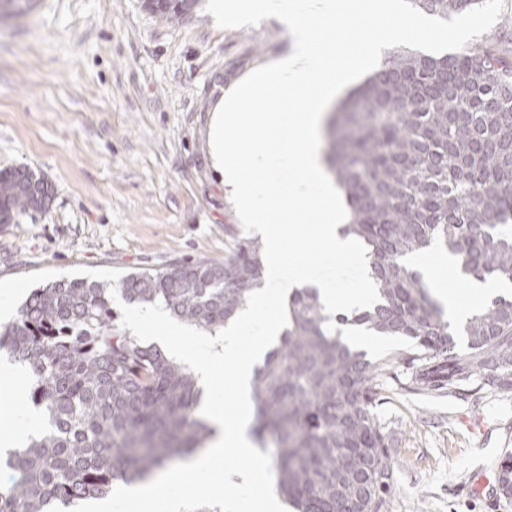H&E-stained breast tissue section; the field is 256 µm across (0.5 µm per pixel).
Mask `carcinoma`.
I'll list each match as a JSON object with an SVG mask.
<instances>
[{"label":"carcinoma","mask_w":512,"mask_h":512,"mask_svg":"<svg viewBox=\"0 0 512 512\" xmlns=\"http://www.w3.org/2000/svg\"><path fill=\"white\" fill-rule=\"evenodd\" d=\"M440 17L484 0H412ZM195 0L150 8L176 21ZM328 167L346 196L344 230L368 249L378 302L338 317L412 341L374 360L327 329L314 288L288 302V330L254 372L252 434L273 449L274 487L298 512H380L392 468L375 408L384 384L419 394L512 391V299L497 296L463 327L464 347L407 259L435 246L461 273L512 282V63L493 47L441 57L391 52L328 116ZM47 182L24 167L0 171V224L37 211ZM224 262L184 260L119 281L124 300L160 304L213 336L264 276L263 246L239 238ZM111 283L61 278L0 324V351L27 367L41 432L0 456V512H49L96 498L112 481L151 476L202 448L194 373L141 344L117 322ZM498 490L512 486V457Z\"/></svg>","instance_id":"1"}]
</instances>
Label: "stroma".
<instances>
[{
	"label": "stroma",
	"mask_w": 512,
	"mask_h": 512,
	"mask_svg": "<svg viewBox=\"0 0 512 512\" xmlns=\"http://www.w3.org/2000/svg\"><path fill=\"white\" fill-rule=\"evenodd\" d=\"M273 19L219 28L203 0L174 23L144 0H31L0 16V171L26 167L52 190L45 210L0 224V320L35 286L76 268L129 272L184 259L223 261L238 221L210 151L223 90L290 53ZM10 369L0 387V448L17 422ZM390 436L393 480L381 512H512L472 476L512 452V394L424 396L386 385L375 409Z\"/></svg>",
	"instance_id": "obj_1"
}]
</instances>
